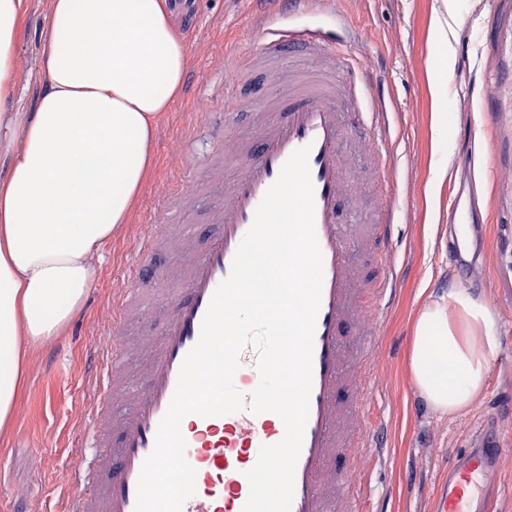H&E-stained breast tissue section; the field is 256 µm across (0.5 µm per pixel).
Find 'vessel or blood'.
Here are the masks:
<instances>
[{
    "label": "vessel or blood",
    "mask_w": 512,
    "mask_h": 512,
    "mask_svg": "<svg viewBox=\"0 0 512 512\" xmlns=\"http://www.w3.org/2000/svg\"><path fill=\"white\" fill-rule=\"evenodd\" d=\"M271 10L261 44L241 54L227 82L225 108L240 100L239 75L263 72L269 83L281 86L276 104L264 121L242 138L235 154L239 172L225 179L224 125L221 113H207L213 146L207 160L188 153L182 178L163 194L158 208L163 226L146 229L128 269L127 285L111 304L112 341L101 363L100 393L88 417L83 449L65 475L69 487L67 512H135L137 485L145 459L152 452L159 424L168 410L179 370L200 337L203 318L219 284L228 276L236 250L251 227L255 211L292 153L309 147L308 163L314 189V226L323 256L320 308L313 338L312 387L309 416L294 474L291 512H360L354 488L360 478L343 477L340 456L359 458L370 446L364 411L373 398L374 373L354 378V364L370 361L379 338L375 331L382 314L394 303L404 267L396 251L394 196L381 199L373 219L352 226L347 217L356 204L347 162L340 144L346 135L359 140H390L386 112L374 108L348 111L341 104L359 91L366 69L353 65L349 31L344 23L311 28L299 25L312 0H269ZM321 59L343 75L341 86L311 82L283 65L297 53ZM494 74L483 87L485 103L498 94L497 73L512 72V48L499 52ZM206 162L216 183L224 187V204L209 219L207 231L184 227L178 252L186 270L183 290L166 297L156 317L163 339L154 345L143 337L126 335L130 305L140 283L153 277L152 256L168 244L165 224L177 209L194 207L198 189L194 174ZM470 198L459 197L448 226V258L460 283L475 288L489 282L474 273L482 246L472 222ZM377 259L375 276L360 275L350 259L354 240ZM141 354L139 381L124 382L131 354ZM234 375L236 388L251 395L259 383L257 353L245 348ZM187 442L185 458L195 469V494L183 512H243L249 496L245 476L257 462L261 446L278 443L285 434L281 418L241 410L223 416H186L181 424ZM499 429L484 428L470 449L448 466V479L439 495L437 512H488L500 485L504 457Z\"/></svg>",
    "instance_id": "b4317fda"
}]
</instances>
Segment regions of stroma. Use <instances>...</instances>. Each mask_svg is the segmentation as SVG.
<instances>
[{
    "instance_id": "stroma-1",
    "label": "stroma",
    "mask_w": 512,
    "mask_h": 512,
    "mask_svg": "<svg viewBox=\"0 0 512 512\" xmlns=\"http://www.w3.org/2000/svg\"><path fill=\"white\" fill-rule=\"evenodd\" d=\"M448 18L444 0H320L309 24L331 17L359 33L350 54L377 75L365 86L367 101L384 98L393 132L381 153L359 155L358 141L341 146L351 159L350 173L364 218L377 205L373 167L385 174L399 197L401 225L397 249L407 264L398 301L379 325L381 345L377 390L369 405L381 447L372 449L361 476L368 494L364 512H436L437 487L448 463L470 443L490 399L512 391V85H504L498 110H483L481 88L496 50L512 47L502 36L491 45L485 36L497 0H460ZM172 23L187 48V66L178 97L157 121L155 167L135 201L128 223L117 225L94 260L87 297L59 336L30 348L23 371L21 401L9 432L0 434V512H66L64 475L81 444L86 414L96 403L94 360L102 354L112 326L106 310L114 284L132 261L135 243L150 214L161 182L179 176L171 152L176 139L189 137L206 153L209 137L199 103H224V62L256 46L267 9L265 0H168ZM448 18L449 47L433 39L437 19ZM51 21V0H27L17 45L18 97L24 111L35 108L46 80L43 31ZM449 88L448 124L453 147L442 152L433 138L437 102L432 83ZM447 174L432 187L435 164ZM475 194V223L484 228L491 251L489 278L497 287L485 299L494 315L498 351L490 362L488 384L474 404L457 415L442 414L415 387L408 369L414 321L433 302L448 298V212L457 195ZM156 281L139 289L135 310L150 311L183 275L175 249L156 256Z\"/></svg>"
}]
</instances>
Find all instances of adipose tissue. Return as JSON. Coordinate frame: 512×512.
Wrapping results in <instances>:
<instances>
[{"instance_id": "1", "label": "adipose tissue", "mask_w": 512, "mask_h": 512, "mask_svg": "<svg viewBox=\"0 0 512 512\" xmlns=\"http://www.w3.org/2000/svg\"><path fill=\"white\" fill-rule=\"evenodd\" d=\"M25 0H0V104L18 78ZM187 50L167 0H53L43 34L46 83L0 180V430L15 421L24 345L57 336L81 308L92 260L128 223L150 175L153 133L183 84ZM490 309L466 293L428 305L409 371L439 412L485 389L497 351Z\"/></svg>"}]
</instances>
